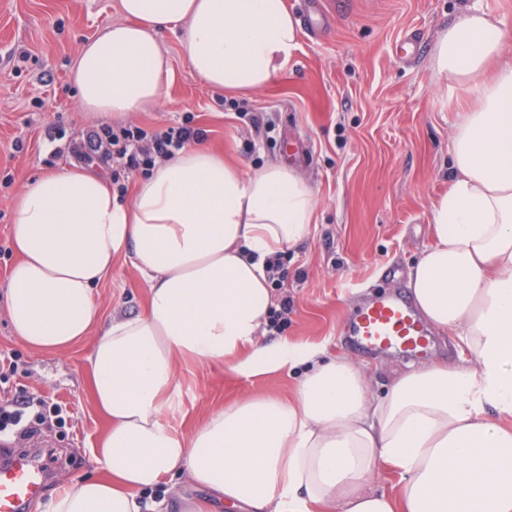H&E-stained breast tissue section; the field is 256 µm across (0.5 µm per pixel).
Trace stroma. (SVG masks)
<instances>
[{"instance_id": "obj_1", "label": "stroma", "mask_w": 512, "mask_h": 512, "mask_svg": "<svg viewBox=\"0 0 512 512\" xmlns=\"http://www.w3.org/2000/svg\"><path fill=\"white\" fill-rule=\"evenodd\" d=\"M328 19L302 30L300 47L268 86L230 95L190 71L175 34L161 38L174 80L166 98L128 124L163 131L191 122L207 145L246 169L269 162L294 168L317 200L311 232L285 251L283 275L293 301L281 335L325 345L364 365L375 390L412 361L456 363L451 335L433 330L418 359L367 356L342 326L373 293L409 288V268L432 242L431 202L448 189L452 125L466 84L446 89L431 69L438 34L473 0H322ZM119 0H0V353L18 369L0 393L39 394L66 404L71 418L47 433L57 465L46 492L93 472L91 449L106 429L89 390L91 340L60 352L32 349L12 332L6 309L12 249V202L33 176L79 163L101 119L81 112L69 67L82 44L119 22ZM268 112L276 129L256 135L248 113ZM146 280L118 258L96 288L102 320L145 306ZM179 398L167 420L190 434L241 396H291L295 377L248 379L221 365H181Z\"/></svg>"}]
</instances>
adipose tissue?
<instances>
[{
	"label": "adipose tissue",
	"mask_w": 512,
	"mask_h": 512,
	"mask_svg": "<svg viewBox=\"0 0 512 512\" xmlns=\"http://www.w3.org/2000/svg\"><path fill=\"white\" fill-rule=\"evenodd\" d=\"M121 22L70 66L84 113L157 105L174 79L162 33L178 37L206 86L266 87L299 47L287 0H119ZM502 20L468 7L434 45L443 84L469 102L451 134L447 192L431 203L432 242L409 270L414 301L468 357L371 376L325 347L264 343L268 257L302 242L317 206L285 164L254 171L191 142L122 200L79 166L40 174L15 198L7 311L39 351L93 337L92 399L108 427L98 475L59 485L43 512H147L163 479L208 490L210 512H512V57ZM126 255L149 285L145 309L101 323L95 288ZM230 360L259 377L299 371L291 397L246 396L189 435L167 410L176 363ZM400 495L374 489L380 467Z\"/></svg>",
	"instance_id": "adipose-tissue-1"
}]
</instances>
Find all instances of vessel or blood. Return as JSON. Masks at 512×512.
<instances>
[{
    "mask_svg": "<svg viewBox=\"0 0 512 512\" xmlns=\"http://www.w3.org/2000/svg\"><path fill=\"white\" fill-rule=\"evenodd\" d=\"M345 334L365 352L414 355L428 350L430 328L411 298L402 292L372 297L346 321ZM47 479L43 464L31 456L0 458V512H25Z\"/></svg>",
    "mask_w": 512,
    "mask_h": 512,
    "instance_id": "1",
    "label": "vessel or blood"
}]
</instances>
